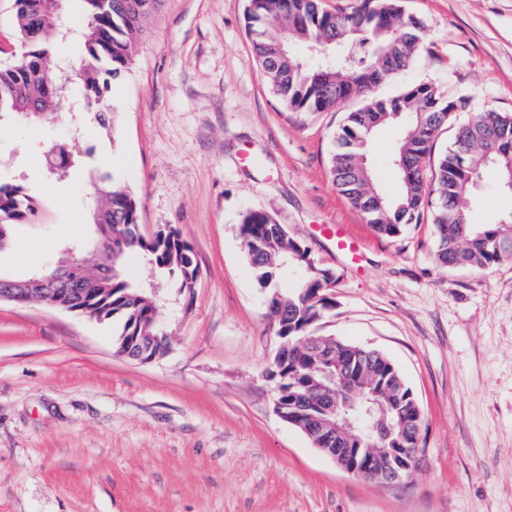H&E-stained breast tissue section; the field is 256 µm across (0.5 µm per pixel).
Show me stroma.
<instances>
[{
    "mask_svg": "<svg viewBox=\"0 0 512 512\" xmlns=\"http://www.w3.org/2000/svg\"><path fill=\"white\" fill-rule=\"evenodd\" d=\"M426 47L396 77L327 112L285 108L246 25L247 0H165L134 64L105 102L103 134L73 91L49 125L0 123V180L24 184L38 223L12 230L0 272L23 276L92 236L89 173L109 172L141 202L144 230L174 225L200 276L189 310L162 299L170 349L149 363L115 354L116 323L42 303L0 302V512H512V258L486 270L435 261L429 220L378 235L337 192L330 159L348 112L428 82L466 95L435 150L471 113H512V0H403ZM82 130L84 171L51 183L50 146ZM403 134L378 125L379 190L400 186L391 156ZM487 168L473 224L512 211ZM270 211L338 281L316 334L387 355L423 413L419 468L405 483L340 471L275 411L267 376L279 340L237 233ZM342 224L351 262L320 236Z\"/></svg>",
    "mask_w": 512,
    "mask_h": 512,
    "instance_id": "35a3bbf8",
    "label": "stroma"
}]
</instances>
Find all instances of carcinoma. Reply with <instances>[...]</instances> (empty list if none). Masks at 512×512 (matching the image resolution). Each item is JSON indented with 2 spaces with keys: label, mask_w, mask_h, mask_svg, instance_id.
<instances>
[{
  "label": "carcinoma",
  "mask_w": 512,
  "mask_h": 512,
  "mask_svg": "<svg viewBox=\"0 0 512 512\" xmlns=\"http://www.w3.org/2000/svg\"><path fill=\"white\" fill-rule=\"evenodd\" d=\"M15 26L23 51L10 64L0 67V120L32 106L26 117L52 123L59 117L62 93L69 75L58 67L59 39L74 35L83 48L84 65L79 73L81 93L88 114L105 132L112 131L115 112L101 110L111 89V80L134 64V44L159 13L164 0H80L84 25L78 29L63 22L69 0H15ZM246 19L256 57L276 96L286 108L303 112L334 109L351 97V80L370 71L381 73L384 82L407 69L426 41L422 20L404 11L400 0H355L351 10L336 14L325 10L321 0H248ZM299 42L308 58L281 59L274 49L284 40ZM341 45L352 59L339 65H320L311 48L322 50ZM469 98L444 100L430 83L411 86L388 98H370L364 106L347 113L336 137L331 173L336 189L366 217L374 231L390 238L417 224L428 209L435 233V260L442 268H489L512 257V212L494 224L469 223L474 186L482 171L494 163L506 171L504 154L512 155V114L482 112L461 124L453 146L437 157L432 178L421 161L434 149L435 140L455 112H465ZM402 113L410 115L404 137L394 157L402 170L401 187L388 199L375 188L371 171L361 168L367 157L374 118L384 123ZM80 162L74 144H59L45 158V174L59 180ZM92 224L104 214L112 244L121 250L118 265L137 256L179 297L192 295L199 267L192 248L173 226L158 231L155 238L140 236V201L109 176H91ZM39 209L21 183L0 182V242L8 243L16 224H32ZM273 216L263 209L246 211L238 224L245 242V257L256 286L264 295L267 316L276 336L297 340L324 315L327 294L337 281L330 269L307 261V253L293 259L294 239L275 231ZM301 276L293 287H282L288 266ZM111 300L103 301L97 320H118L114 338L117 352L127 359L150 362L164 355L168 336L156 319V300L145 284L133 283L121 272L106 284ZM326 348L351 358L349 376L336 378L329 387L337 393L353 389L361 395V409H340L328 424L313 421V403L322 395L324 352L291 350L275 358L268 368L276 382V412L288 425L307 431L320 448L339 447L338 432L349 430L360 410L370 409L394 426V447H418V426H409L415 412L410 388L400 387L402 376L383 353L344 341Z\"/></svg>",
  "instance_id": "1"
}]
</instances>
